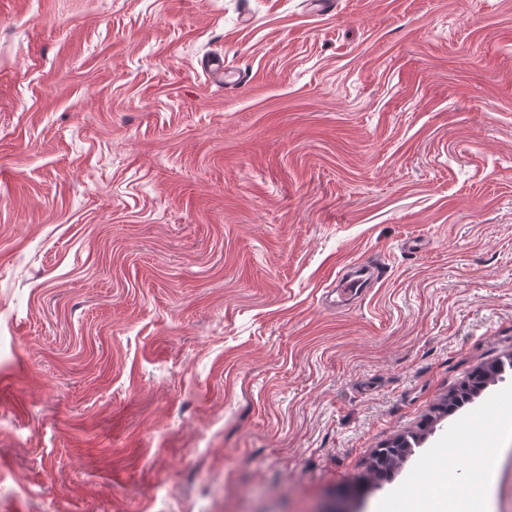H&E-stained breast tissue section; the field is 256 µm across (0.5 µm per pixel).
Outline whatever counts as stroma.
Here are the masks:
<instances>
[{
    "label": "stroma",
    "instance_id": "35a3bbf8",
    "mask_svg": "<svg viewBox=\"0 0 512 512\" xmlns=\"http://www.w3.org/2000/svg\"><path fill=\"white\" fill-rule=\"evenodd\" d=\"M496 360L512 0H0V512H399L424 465L473 493L512 368L418 425ZM379 278L380 272L376 267L366 263L354 264L349 269L345 280L342 278L339 288H336L339 297L338 303L349 301L366 283ZM480 371V370H479ZM476 373L473 374L471 379L469 380L468 384L470 386H464L462 385L458 390L455 392H451L448 394V399H445L443 403L438 405L437 407L433 408V410L429 413V415H426L425 421H427L428 425L431 424L433 421V413L445 411L448 412V407H458L461 404H464L466 402H469L470 400L474 399L476 396H478L482 390H484L485 387H487L489 384L495 382V380H498L499 377L496 378L495 374H490L484 382H482L480 379V376H477ZM419 438L418 434L411 437L412 443L408 439H400V446L395 447L391 453L386 456L377 454L378 450L373 452L370 457V462L367 470V478L380 479L385 477L388 473H392L402 462L406 455L411 453L410 448H413L416 440ZM409 451V452H408Z\"/></svg>",
    "mask_w": 512,
    "mask_h": 512
}]
</instances>
